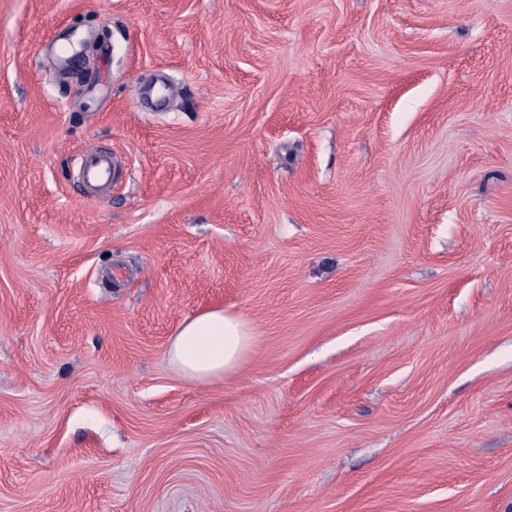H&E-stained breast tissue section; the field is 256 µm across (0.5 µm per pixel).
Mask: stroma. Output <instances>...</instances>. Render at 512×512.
I'll list each match as a JSON object with an SVG mask.
<instances>
[{
	"instance_id": "35a3bbf8",
	"label": "stroma",
	"mask_w": 512,
	"mask_h": 512,
	"mask_svg": "<svg viewBox=\"0 0 512 512\" xmlns=\"http://www.w3.org/2000/svg\"><path fill=\"white\" fill-rule=\"evenodd\" d=\"M0 512H512V0H0ZM87 175L95 180H103L110 175L112 160L96 151L85 154ZM252 328L242 317L217 307L185 319L171 336L167 354L183 377L224 380L233 374L254 345Z\"/></svg>"
}]
</instances>
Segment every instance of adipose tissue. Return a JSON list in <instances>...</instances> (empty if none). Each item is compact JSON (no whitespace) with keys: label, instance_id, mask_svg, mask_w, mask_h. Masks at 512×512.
<instances>
[{"label":"adipose tissue","instance_id":"ef3b65f1","mask_svg":"<svg viewBox=\"0 0 512 512\" xmlns=\"http://www.w3.org/2000/svg\"><path fill=\"white\" fill-rule=\"evenodd\" d=\"M253 345L249 323L217 307L185 319L171 336L167 354L183 377L214 381L233 374Z\"/></svg>","mask_w":512,"mask_h":512}]
</instances>
